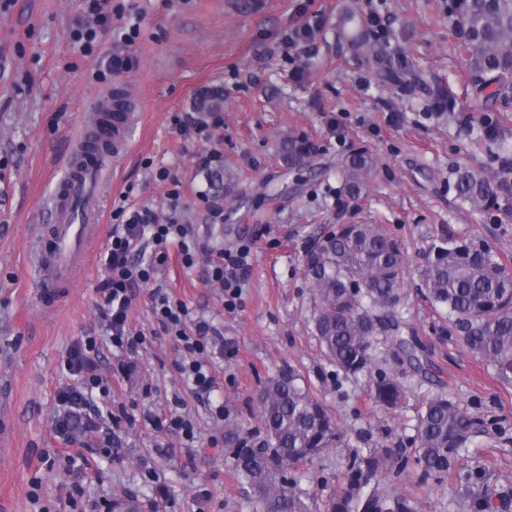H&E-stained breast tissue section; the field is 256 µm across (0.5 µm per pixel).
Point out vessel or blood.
I'll list each match as a JSON object with an SVG mask.
<instances>
[{
    "instance_id": "1",
    "label": "vessel or blood",
    "mask_w": 512,
    "mask_h": 512,
    "mask_svg": "<svg viewBox=\"0 0 512 512\" xmlns=\"http://www.w3.org/2000/svg\"><path fill=\"white\" fill-rule=\"evenodd\" d=\"M119 118L112 129L111 146L100 153L80 143L67 160V172L47 206L48 237L38 239L33 251L37 269L35 286L45 296L64 287L72 271L87 257L86 243L101 221L100 196L107 158H119L130 147L127 132L139 119L135 101H115Z\"/></svg>"
}]
</instances>
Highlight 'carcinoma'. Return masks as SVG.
I'll return each mask as SVG.
<instances>
[{"label":"carcinoma","mask_w":512,"mask_h":512,"mask_svg":"<svg viewBox=\"0 0 512 512\" xmlns=\"http://www.w3.org/2000/svg\"><path fill=\"white\" fill-rule=\"evenodd\" d=\"M447 17L479 90L489 100H511L512 0H447ZM342 33L366 56L384 58L386 44L371 36L355 10L344 13ZM223 102L224 89L212 87L194 98L193 111L209 117ZM309 148L302 134L292 133L283 141L290 164ZM374 165L366 151L341 162L346 196H362L365 176ZM506 173V163L499 177L460 169L457 196L479 211L493 209L512 192ZM304 273L317 299L314 328L325 356L347 376L368 377L375 405L400 407L405 398L400 377L376 370L383 336L395 342L399 358L417 359V346L400 337L397 306L405 268L398 242L379 224H330L306 252ZM419 277L426 298L459 328L463 346L486 361L503 384L512 385V271L500 257L480 243L443 232L427 245ZM257 409L264 429L261 441L237 422L227 429L240 495L253 512H312L313 498L292 472L343 440L338 422L292 371L264 383ZM480 425L442 394L427 399L417 412L411 451L353 449L323 512H413L397 478L411 466L421 488L444 480L457 470L461 449ZM142 508L134 496L112 499V512Z\"/></svg>","instance_id":"1"}]
</instances>
